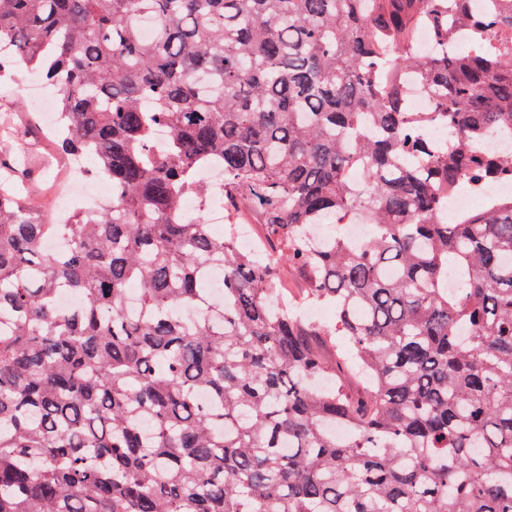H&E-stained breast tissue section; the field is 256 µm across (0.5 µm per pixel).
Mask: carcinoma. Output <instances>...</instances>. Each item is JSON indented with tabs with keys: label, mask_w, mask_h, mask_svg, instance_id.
<instances>
[{
	"label": "carcinoma",
	"mask_w": 512,
	"mask_h": 512,
	"mask_svg": "<svg viewBox=\"0 0 512 512\" xmlns=\"http://www.w3.org/2000/svg\"><path fill=\"white\" fill-rule=\"evenodd\" d=\"M454 3L0 0V77L58 88L57 147L112 186L44 224L4 167L0 512H512V196L443 211L512 179V152L482 153L512 139V0ZM212 165L222 236L185 212ZM246 213L272 260L238 247ZM287 265L332 324L269 306ZM340 346L368 388L313 385ZM487 193H498L501 195H512V182L497 180L486 185L480 192H467L456 194L448 199V213L471 208L480 197Z\"/></svg>",
	"instance_id": "cac0c4a2"
}]
</instances>
